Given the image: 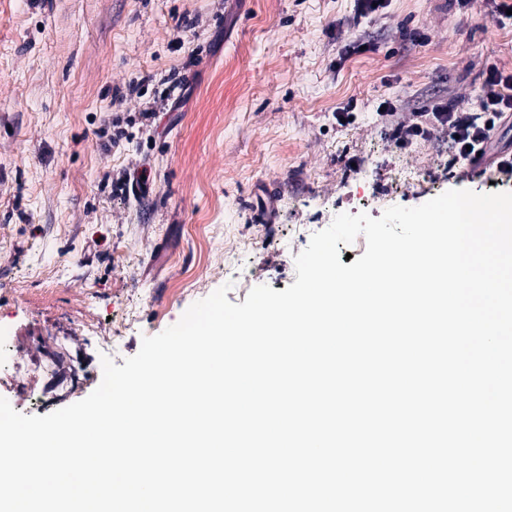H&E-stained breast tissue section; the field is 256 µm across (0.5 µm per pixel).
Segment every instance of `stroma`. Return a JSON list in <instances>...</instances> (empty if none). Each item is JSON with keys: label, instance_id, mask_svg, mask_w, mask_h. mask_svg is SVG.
Returning a JSON list of instances; mask_svg holds the SVG:
<instances>
[{"label": "stroma", "instance_id": "35a3bbf8", "mask_svg": "<svg viewBox=\"0 0 512 512\" xmlns=\"http://www.w3.org/2000/svg\"><path fill=\"white\" fill-rule=\"evenodd\" d=\"M490 65L512 74V19L482 0L366 18L355 0H0V326L17 360L0 397L50 414L101 383L104 337L122 334L120 366L222 285L235 304L284 291L336 213L512 192L447 138L392 136L439 103L476 111Z\"/></svg>", "mask_w": 512, "mask_h": 512}]
</instances>
